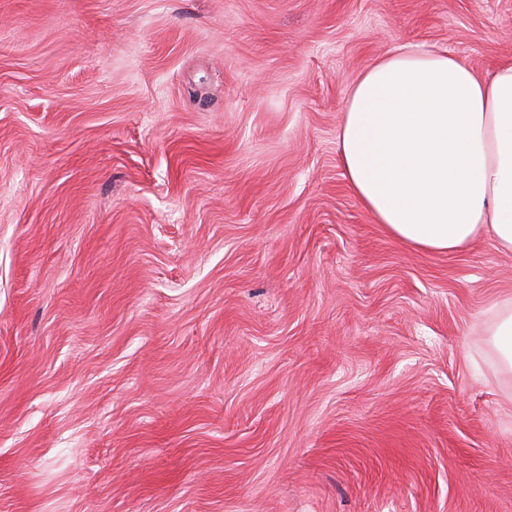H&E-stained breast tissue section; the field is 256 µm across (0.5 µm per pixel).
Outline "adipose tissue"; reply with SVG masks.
I'll return each mask as SVG.
<instances>
[{"instance_id": "adipose-tissue-1", "label": "adipose tissue", "mask_w": 512, "mask_h": 512, "mask_svg": "<svg viewBox=\"0 0 512 512\" xmlns=\"http://www.w3.org/2000/svg\"><path fill=\"white\" fill-rule=\"evenodd\" d=\"M337 145L350 188L391 237L453 254L488 233L512 251V61L484 76L447 49L400 45L353 84ZM489 313L512 373V300Z\"/></svg>"}]
</instances>
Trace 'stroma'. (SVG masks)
<instances>
[{
  "label": "stroma",
  "mask_w": 512,
  "mask_h": 512,
  "mask_svg": "<svg viewBox=\"0 0 512 512\" xmlns=\"http://www.w3.org/2000/svg\"><path fill=\"white\" fill-rule=\"evenodd\" d=\"M512 0H0V512H512V252L391 237L354 81ZM489 313L493 321L492 341L502 368L512 373V299L493 302Z\"/></svg>",
  "instance_id": "1"
}]
</instances>
